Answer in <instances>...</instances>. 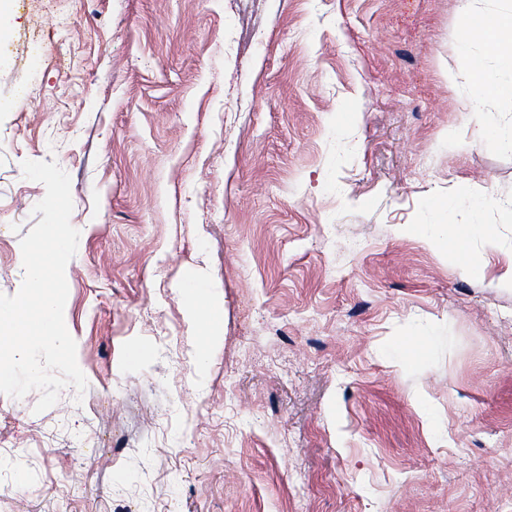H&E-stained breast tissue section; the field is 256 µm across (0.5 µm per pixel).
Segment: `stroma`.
<instances>
[{
  "label": "stroma",
  "mask_w": 512,
  "mask_h": 512,
  "mask_svg": "<svg viewBox=\"0 0 512 512\" xmlns=\"http://www.w3.org/2000/svg\"><path fill=\"white\" fill-rule=\"evenodd\" d=\"M466 16L12 0L0 293L46 193L22 164L56 162L87 388L0 394V512H512V101L464 111L495 64ZM448 222L492 231L472 272L402 232Z\"/></svg>",
  "instance_id": "obj_1"
}]
</instances>
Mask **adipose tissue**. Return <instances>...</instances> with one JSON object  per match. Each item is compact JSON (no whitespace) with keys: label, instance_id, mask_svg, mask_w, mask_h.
Returning <instances> with one entry per match:
<instances>
[{"label":"adipose tissue","instance_id":"1","mask_svg":"<svg viewBox=\"0 0 512 512\" xmlns=\"http://www.w3.org/2000/svg\"><path fill=\"white\" fill-rule=\"evenodd\" d=\"M512 29V19L505 21L496 16L484 17L475 34L485 44L496 51V64L493 69H481L471 77L470 92L465 104V109L478 115L483 112L489 95L512 100V53H504L500 50L503 41L502 28ZM412 234L425 237L433 245L448 247L449 251L457 259H465L469 234H486L484 225L473 224L469 227L468 235L455 234L452 225L424 224L410 225Z\"/></svg>","mask_w":512,"mask_h":512}]
</instances>
